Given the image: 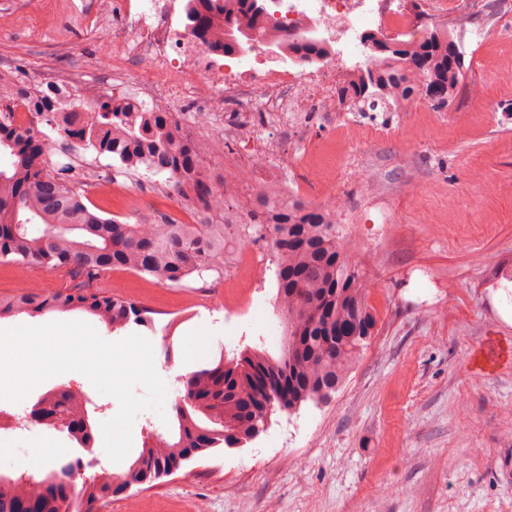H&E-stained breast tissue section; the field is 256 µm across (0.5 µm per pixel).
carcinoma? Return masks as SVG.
I'll return each mask as SVG.
<instances>
[{
    "label": "carcinoma",
    "instance_id": "carcinoma-1",
    "mask_svg": "<svg viewBox=\"0 0 512 512\" xmlns=\"http://www.w3.org/2000/svg\"><path fill=\"white\" fill-rule=\"evenodd\" d=\"M224 6V53L235 55L243 46L265 43L278 60L286 57L317 64L327 59L328 45L303 30L294 52L267 39L281 28L261 0H185L184 25L200 40L211 37V12ZM369 51L355 78L336 90L337 100L352 112L378 104L389 109L411 105L418 87L444 104L457 92L464 61L450 49L448 31L422 23L419 33L403 41L367 31ZM26 101L32 125L44 121L60 136L73 137L100 154H109L127 171L143 165L166 182L180 187L199 215L197 224L123 223L85 201L83 185L95 179L90 172L63 166L45 167L49 136L36 128L29 134L0 121V263L65 272L82 278L78 288L51 293L26 289L0 298V319L26 314L81 311L99 318L112 330L131 324L152 326L147 309L117 293L93 287L108 270H135L165 286L187 278L224 272V247L233 238L228 224L205 221L213 187L202 172L201 141L178 132L164 112H143L128 118L126 102L102 100L87 106L69 98L60 108L44 91L32 94L21 79L0 71V89ZM244 223L269 240L276 266V303L286 330L278 356L246 349L180 379L175 396L178 431L155 435L128 471L114 476L103 469L77 486L69 479L72 459L44 477L25 472L0 474V512H94L134 485L152 482L213 448H239L264 431L253 408L265 400L285 411L306 401L323 402L343 383L347 371L372 336L375 317L366 302L360 274L338 240L336 213L302 201L276 203L258 192ZM27 420L67 433L79 447L95 440L96 424L89 402L65 387L39 400Z\"/></svg>",
    "mask_w": 512,
    "mask_h": 512
}]
</instances>
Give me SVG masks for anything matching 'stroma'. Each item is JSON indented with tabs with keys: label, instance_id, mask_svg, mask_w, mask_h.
<instances>
[{
	"label": "stroma",
	"instance_id": "obj_1",
	"mask_svg": "<svg viewBox=\"0 0 512 512\" xmlns=\"http://www.w3.org/2000/svg\"><path fill=\"white\" fill-rule=\"evenodd\" d=\"M72 18L25 15L26 0H0V70L20 66L32 89L68 74L77 96L100 101L112 84L136 95L146 68L135 55L116 72L95 64L96 38L74 18L93 0H67ZM512 0H482L478 9L436 15L464 54L455 97L440 108L409 112L339 110L289 142L278 165L256 171L236 144L205 160L210 185L236 184L233 210L250 209L259 191L288 183L299 201H341L343 245L356 264L375 317L372 336L330 400L274 410L266 430L240 448H218L176 473L113 497L100 512H512ZM76 170L115 178L127 195L89 194L91 204L124 222L143 210L186 205L184 195L146 169L124 173L111 156L82 149ZM150 196H141L143 187ZM242 240L263 262L258 281H244L239 304L224 305L223 273L207 272L177 287L142 273H104L97 287L150 309L153 328L110 331L73 311L8 319V326L79 321L119 342L150 341L154 367L168 389L202 364L247 348L280 354L284 324L274 305L275 267L268 245L246 229ZM172 360H165V347ZM83 393L112 419L118 401L70 371L37 385L21 405L46 391ZM126 472L99 449L76 447L66 433L31 427L0 432V460L31 461L48 472L63 458Z\"/></svg>",
	"mask_w": 512,
	"mask_h": 512
}]
</instances>
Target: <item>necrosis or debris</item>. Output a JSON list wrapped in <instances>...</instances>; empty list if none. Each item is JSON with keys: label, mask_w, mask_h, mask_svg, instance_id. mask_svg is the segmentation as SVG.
Listing matches in <instances>:
<instances>
[{"label": "necrosis or debris", "mask_w": 512, "mask_h": 512, "mask_svg": "<svg viewBox=\"0 0 512 512\" xmlns=\"http://www.w3.org/2000/svg\"><path fill=\"white\" fill-rule=\"evenodd\" d=\"M177 0H100L101 7L84 15L87 28H103L96 62L119 69L132 51L146 52L151 66L138 82L135 101L155 112L190 115L197 129L213 127L224 112L256 97L278 117L282 134L298 135L311 114L337 112L338 66L362 54L360 29L393 33L412 20L401 0H271L285 22L280 40L292 41L303 28L314 27L330 53L324 66L306 72L265 64L261 48L239 53L234 64L224 61L217 44L195 39L179 23Z\"/></svg>", "instance_id": "obj_1"}]
</instances>
